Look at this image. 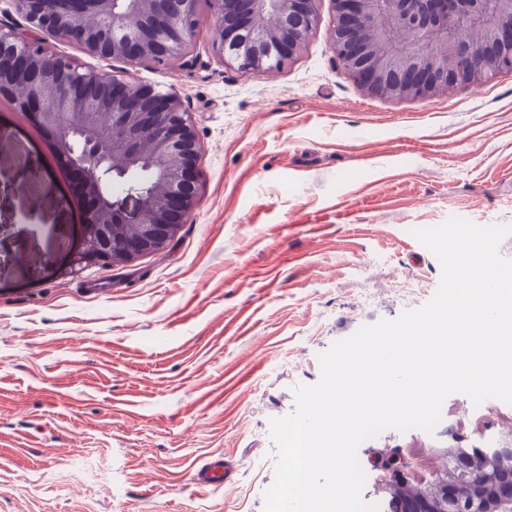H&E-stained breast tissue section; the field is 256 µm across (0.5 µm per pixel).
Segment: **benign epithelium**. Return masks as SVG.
Returning <instances> with one entry per match:
<instances>
[{
    "instance_id": "7a95c632",
    "label": "benign epithelium",
    "mask_w": 512,
    "mask_h": 512,
    "mask_svg": "<svg viewBox=\"0 0 512 512\" xmlns=\"http://www.w3.org/2000/svg\"><path fill=\"white\" fill-rule=\"evenodd\" d=\"M29 27L50 31L85 53L131 65L167 66L196 58L199 0H11ZM319 0H206L212 50L224 64L261 74L294 59L318 24ZM331 46L338 63L376 97L425 98L512 69V0H331ZM29 88L22 108L51 139L54 153L92 198L72 266L109 261L113 226L137 224L124 259L163 249L199 204L201 146L180 98L126 73L83 71L23 32L0 28V96ZM15 173L23 184L44 174L24 149ZM145 165L155 181L131 189L134 207L116 210L103 185ZM482 457L489 487L464 474ZM385 486L412 482L413 463L400 448L377 454ZM442 494L404 512H512V433L495 448L455 453L439 475Z\"/></svg>"
}]
</instances>
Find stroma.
I'll return each mask as SVG.
<instances>
[{
	"label": "stroma",
	"mask_w": 512,
	"mask_h": 512,
	"mask_svg": "<svg viewBox=\"0 0 512 512\" xmlns=\"http://www.w3.org/2000/svg\"><path fill=\"white\" fill-rule=\"evenodd\" d=\"M296 59L225 65L203 19L189 65L128 66L45 31L85 69L131 70L176 93L200 145L201 203L161 251L68 274L82 225L43 132L0 99V143L47 168L38 207L0 187V512H265L272 420L318 382L319 353L424 306L438 259L414 237L452 216L512 229V70L426 99L367 95L331 47L333 9ZM512 405L444 401L433 431L388 429L357 450L381 501L382 448L432 478L461 434L492 448ZM233 464L199 487L208 458Z\"/></svg>",
	"instance_id": "obj_1"
}]
</instances>
